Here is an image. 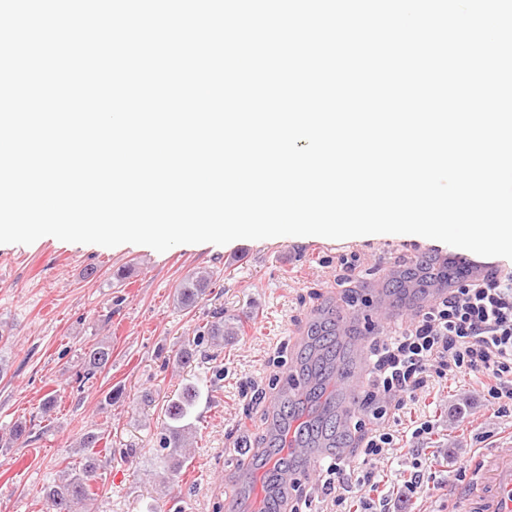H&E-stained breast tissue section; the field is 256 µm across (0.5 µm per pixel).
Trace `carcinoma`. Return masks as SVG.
<instances>
[{
  "label": "carcinoma",
  "mask_w": 512,
  "mask_h": 512,
  "mask_svg": "<svg viewBox=\"0 0 512 512\" xmlns=\"http://www.w3.org/2000/svg\"><path fill=\"white\" fill-rule=\"evenodd\" d=\"M213 274L208 271H194L187 275L176 288V301L180 308H195L209 293ZM218 343L224 340V314L217 313L212 320L199 328L197 336L187 340L177 351V361L183 365L193 362L205 340ZM112 360V349L107 344H96L85 350L80 358L82 377L89 380L103 372ZM199 397V388L189 384L177 398L168 402L165 414L169 423L160 439L162 448L168 450L165 467L168 483L177 476L187 462L186 448L195 435L196 427L189 422L190 413ZM26 423L18 421L8 430L5 443L25 444L28 442ZM102 440L96 433H87L79 441V448L84 452L80 468L68 473L61 481L45 488L43 499L45 512H85L91 504L93 492L92 481L97 476L100 453L93 448Z\"/></svg>",
  "instance_id": "cac0c4a2"
}]
</instances>
